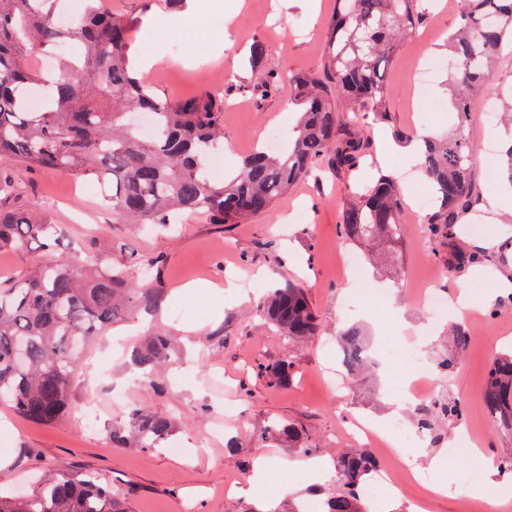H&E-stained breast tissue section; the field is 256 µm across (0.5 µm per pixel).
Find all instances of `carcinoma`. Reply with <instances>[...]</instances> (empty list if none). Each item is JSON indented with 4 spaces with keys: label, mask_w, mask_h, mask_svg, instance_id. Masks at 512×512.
<instances>
[{
    "label": "carcinoma",
    "mask_w": 512,
    "mask_h": 512,
    "mask_svg": "<svg viewBox=\"0 0 512 512\" xmlns=\"http://www.w3.org/2000/svg\"><path fill=\"white\" fill-rule=\"evenodd\" d=\"M80 17L64 23L57 0H0V158L72 177L112 183L108 202L127 224H173L182 213L205 216L211 224H239L271 210L293 184L324 163L338 176L359 167L370 141L359 113L387 112L385 68L399 42L417 34L429 13V0H336L325 46V62L314 74L267 75L258 87L266 97L288 86L301 106L294 135L284 150H255L241 157L233 174L215 181L206 172L208 155L224 131V98L202 93L183 99L161 98L130 67L128 19L106 11L103 0H84ZM512 41V0H463L457 29L448 40L452 63L450 105L456 116L445 137L422 138L421 167L438 200L426 233L453 236L462 213L479 202L472 178L475 147L466 132L471 114L484 107L480 89L505 44ZM69 42L74 54L60 61L49 77L28 65L34 50ZM44 93L38 111L27 108L32 86ZM156 115L159 132L145 138L130 117ZM498 179L512 189V143L502 152ZM401 190L379 178L339 209L345 238L358 243L396 242L403 236ZM60 228L37 207L0 212V251L52 252ZM479 249L451 255L460 267L483 263ZM158 280L127 288L112 267L76 265L71 258L36 263L21 284L0 286V403L18 416L53 424L68 410L72 385L79 376L77 351L112 329L124 309L151 313L159 306ZM265 319L294 341L318 335L317 316L304 289L277 288L260 303ZM339 343L350 370L367 363L362 330L341 331ZM131 362L151 387L157 368L171 361V343L155 335L132 349ZM259 374L277 385L293 380L287 360L262 364ZM483 403L492 423L512 436V352L491 365ZM440 413L458 420L463 410L440 404L419 420ZM127 424L141 448H158L172 432V422L141 405L128 410ZM299 441L298 431L277 421L265 438L282 433ZM339 485L326 500V512H366L362 490L374 461L366 450L338 460ZM0 512H115L112 495L93 477L58 474L21 498L0 496Z\"/></svg>",
    "instance_id": "cac0c4a2"
}]
</instances>
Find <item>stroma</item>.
Listing matches in <instances>:
<instances>
[{
  "label": "stroma",
  "instance_id": "obj_1",
  "mask_svg": "<svg viewBox=\"0 0 512 512\" xmlns=\"http://www.w3.org/2000/svg\"><path fill=\"white\" fill-rule=\"evenodd\" d=\"M200 2L201 10L188 14L168 0H106L113 12L131 22V54L153 58L143 77L155 95L180 99L226 91L222 150L225 164L232 166L253 151L268 130H293L297 107L288 89L263 100L253 89L270 72L321 71L336 0ZM234 4L239 13L223 47H216L209 23L223 20L225 7ZM458 16L457 0H434L419 39L399 44L388 67V113L380 120L365 116L371 151L355 178L339 180L318 168L280 196L269 212L240 224H211L187 215L175 233L146 231L112 214L95 179L0 159V181L13 186L11 195H0L1 211L43 207L62 229L58 255L80 247L83 259L122 269L131 285L141 282L144 267L159 261L163 288L160 311L152 321L123 311L112 335L87 350L62 420L34 423L0 405V426L14 432L10 446L0 447V493L27 495L42 475L93 473L111 491L115 512H290L306 500H326L339 480L337 459L351 446L353 420L365 416L383 422L390 417L384 368L348 378L337 394L323 386V371L338 366L340 330L357 324L376 354L387 342L429 339L420 355L430 382L439 389L440 401L464 410L460 421L437 420L435 437L427 442L429 453L443 456L434 474L449 487L430 502L428 512H495L492 492L506 488L507 478L496 474L478 487L456 486L468 461L448 455L447 446L449 438L468 433L485 448L486 461L512 451V442L495 430L482 400L489 367L504 346L512 345V299L492 294L494 277L512 278V257L499 252L502 240H512V194L499 186L485 190L481 163L486 147L511 138L512 128L487 126L482 113H474L468 133L476 147L473 174L482 199L477 213L467 214L455 226L452 239L427 236V212L408 206L402 211L406 233L395 244L371 249L351 243L338 222L339 206L358 180L398 176L407 202L430 194L417 160L399 153L396 146L404 139L447 134L451 127L448 69L436 71L427 86L429 99L441 103V111H429L420 103L413 83L432 60L447 57L444 43ZM171 17L183 18L179 32L164 26V19ZM256 42L265 48L258 61L250 55ZM298 208L306 212V221L292 220L291 212ZM479 216L485 224L475 236L467 227ZM452 246L484 248L481 269L451 264ZM344 251L362 259L360 279L347 275L340 257ZM246 278L256 282L255 292L240 288ZM288 283L306 289L320 324L319 335L303 344L284 339L256 311L266 290ZM461 285L483 303L476 316L432 315L418 302L423 289L445 294ZM374 286L390 294L391 309H351V299L363 298ZM398 309L403 312L399 320L394 317ZM200 324L204 332L193 333V326ZM456 326L469 334L461 350L450 336ZM151 328L172 336L180 360L164 372L158 388L132 392L129 402L168 417L173 431L162 448H116L112 431L122 426L124 411L113 408L110 391L132 374L119 344L140 343ZM448 357L455 365L447 377H439L437 366ZM278 360L292 363V384L273 386L259 375L258 364ZM94 403L101 411L89 431L82 416ZM274 419L293 423L304 442L316 447L313 457L325 465L326 477L306 475L304 464L310 456L288 440L263 439V430ZM262 455L268 466L259 482L254 462ZM287 473L293 479L285 493L281 483Z\"/></svg>",
  "mask_w": 512,
  "mask_h": 512
}]
</instances>
